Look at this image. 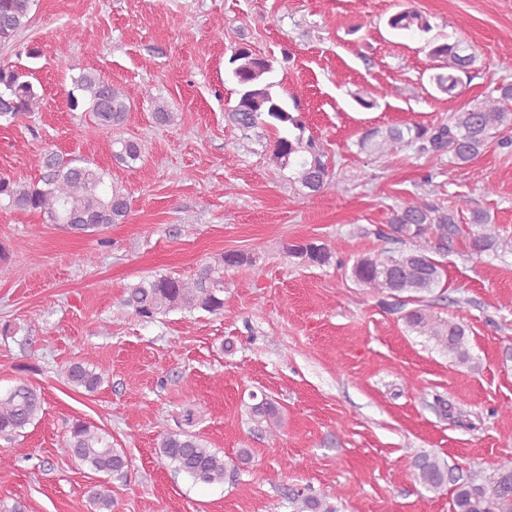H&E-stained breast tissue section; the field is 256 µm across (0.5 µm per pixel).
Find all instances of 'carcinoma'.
<instances>
[{
    "mask_svg": "<svg viewBox=\"0 0 512 512\" xmlns=\"http://www.w3.org/2000/svg\"><path fill=\"white\" fill-rule=\"evenodd\" d=\"M37 0H0V46H8L31 21ZM388 26L400 33L428 34L432 25L428 16L413 8L391 15ZM428 54L438 62V72L430 81L435 89L450 98L459 96L465 80L472 78L477 62L473 46L463 39L449 41L437 36L426 39ZM230 77L239 87V98L226 113L227 120L237 130L272 131L267 142L272 162L282 170L293 172L291 181L314 196L333 182V166L322 144L305 136L301 116L293 114L298 103L288 107L274 88L272 60L243 43L232 50L228 59ZM74 109L88 104L93 120L105 130L123 127L130 111V102L116 83L94 71L82 72L72 80L67 92ZM41 95L30 80V70L10 62H0V122L10 125L21 117L38 110ZM512 131V83H501L485 97L469 103L448 115L434 126L420 123L366 129L357 146L380 162L397 150L412 148L421 155L437 160L448 155V162L465 165L478 157L492 141L508 143L500 135ZM112 155L120 163L133 168L143 161V144L136 138L121 135L112 139ZM42 176L36 182L0 175V202L6 207L40 215L45 224H62L81 232H97L113 224H123L131 212L130 193L121 185L106 181V172L83 158L63 159L47 150L42 157ZM460 213L451 208L430 205L415 199L396 206L390 215L384 236L405 243L406 250L394 254L380 251L359 258L352 268L355 280L365 287L393 299L392 306L403 312L402 319L412 331L434 341L459 365L471 361L465 326L450 318L442 320L424 308L425 295L443 287L445 269L436 256L448 251V246L464 231ZM466 220L479 227L466 237L468 251L480 255L491 249L495 241L494 226L489 212L474 210ZM288 256L312 265H325L333 257L325 243L303 241L288 246ZM246 261L242 253L225 252L214 261L203 264L194 277L181 279L174 275L156 274L126 288L122 305L133 315L151 322L159 314L180 310L224 311V269ZM413 308L406 309L407 305ZM15 384L0 393V438L10 442L44 411V397L27 374L31 365H22ZM64 374L70 386L87 392L96 391L105 379V371L81 361L65 365ZM245 404L251 421L266 423L268 435L279 428V412L275 403L264 396L249 395ZM66 451L76 461L88 465L104 476L118 474L128 466L124 452L112 447L109 438L99 428L77 420L67 436ZM161 460L173 465L195 482L222 483L239 466L251 462L248 448L238 451L236 458H224L209 448L198 434L182 429L160 435L157 442ZM414 478L424 488L437 492L448 484V465L435 455L420 454L414 460ZM294 512H322L323 504L303 490L293 493ZM90 512H112L111 490L102 484L89 496ZM451 512H512V458H504L484 476L470 472L454 480Z\"/></svg>",
    "mask_w": 512,
    "mask_h": 512,
    "instance_id": "obj_1",
    "label": "carcinoma"
}]
</instances>
